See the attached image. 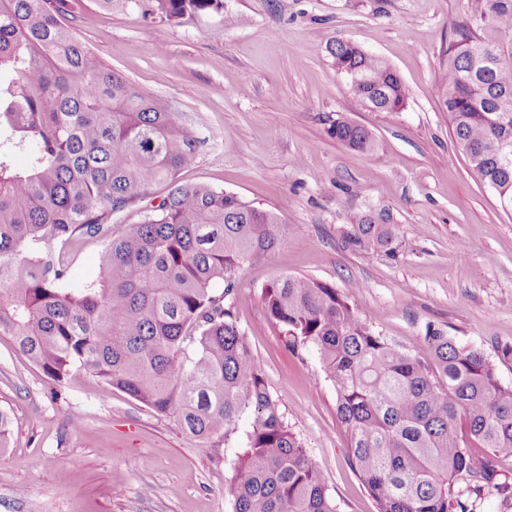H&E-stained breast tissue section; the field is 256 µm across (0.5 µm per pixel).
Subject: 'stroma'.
Segmentation results:
<instances>
[{
    "mask_svg": "<svg viewBox=\"0 0 512 512\" xmlns=\"http://www.w3.org/2000/svg\"><path fill=\"white\" fill-rule=\"evenodd\" d=\"M467 0H223L220 11L147 24L128 7L82 0L78 40L143 93L168 100L199 140L184 183L278 210L274 261L241 267L239 328L289 428L339 512H377L347 461L335 388L317 352H291L264 289L302 276L347 290L385 335L423 345L428 328L486 352L512 344V212L474 173L442 104L448 43ZM343 40L400 76L399 112L362 107L329 46ZM378 141L364 154L336 120ZM389 225L392 252L355 251L362 219ZM0 512H232L233 449L190 434L126 393L74 370L51 380L0 335ZM331 135L337 141L357 151L373 152L378 147L377 140L364 127L345 120L336 121Z\"/></svg>",
    "mask_w": 512,
    "mask_h": 512,
    "instance_id": "1",
    "label": "stroma"
}]
</instances>
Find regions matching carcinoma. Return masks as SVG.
Returning a JSON list of instances; mask_svg holds the SVG:
<instances>
[{
    "label": "carcinoma",
    "mask_w": 512,
    "mask_h": 512,
    "mask_svg": "<svg viewBox=\"0 0 512 512\" xmlns=\"http://www.w3.org/2000/svg\"><path fill=\"white\" fill-rule=\"evenodd\" d=\"M135 6L177 24L223 0H94ZM81 0H0V334L53 381L83 370L199 437L235 449L225 488L232 512H337L319 469L288 429L237 324L239 269L276 257L280 214L204 184L178 181L199 142L163 100L132 88L64 23ZM360 104L399 112L406 93L388 64L357 45L330 46ZM454 137L477 176L512 211V0H469L441 75ZM331 135L361 152L378 147L362 126ZM28 153L13 167L9 153ZM167 196L119 230L112 215L155 183ZM103 243L100 277L72 285L69 259ZM54 246L53 259L33 244ZM386 224L351 225L346 246L392 250ZM223 286L221 295L214 286ZM351 294L288 276L264 290L288 347L317 351L336 391L348 463L378 512H470L456 490L479 494L512 460V386L495 357L428 329L423 351L376 331ZM249 428L240 430L243 417ZM473 448H486L476 456Z\"/></svg>",
    "instance_id": "1"
}]
</instances>
